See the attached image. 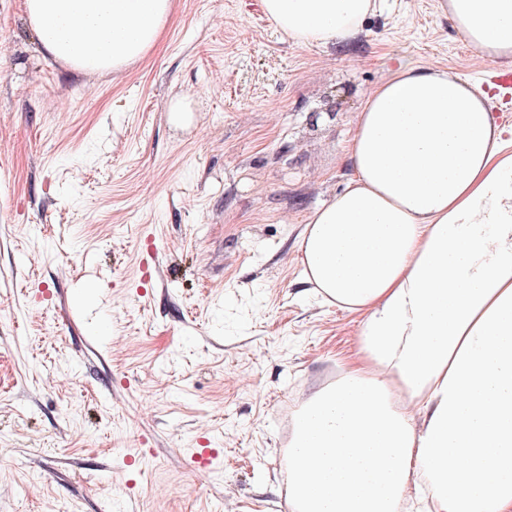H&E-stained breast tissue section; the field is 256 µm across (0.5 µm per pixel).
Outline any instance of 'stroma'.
Instances as JSON below:
<instances>
[{"label":"stroma","mask_w":512,"mask_h":512,"mask_svg":"<svg viewBox=\"0 0 512 512\" xmlns=\"http://www.w3.org/2000/svg\"><path fill=\"white\" fill-rule=\"evenodd\" d=\"M445 3L313 46L262 0H177L142 61L80 75L0 0V512H289L284 410L361 322L304 284L298 235L398 63L486 90Z\"/></svg>","instance_id":"obj_1"}]
</instances>
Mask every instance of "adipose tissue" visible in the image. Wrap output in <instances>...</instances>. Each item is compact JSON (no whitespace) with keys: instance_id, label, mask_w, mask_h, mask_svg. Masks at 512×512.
<instances>
[{"instance_id":"ef3b65f1","label":"adipose tissue","mask_w":512,"mask_h":512,"mask_svg":"<svg viewBox=\"0 0 512 512\" xmlns=\"http://www.w3.org/2000/svg\"><path fill=\"white\" fill-rule=\"evenodd\" d=\"M512 59V0H448ZM176 0H24L46 55L119 72ZM375 0H263L294 39L353 38ZM345 188L304 224L303 279L362 321L345 373L292 414L290 512H512V128L448 72L399 65L357 113Z\"/></svg>"}]
</instances>
